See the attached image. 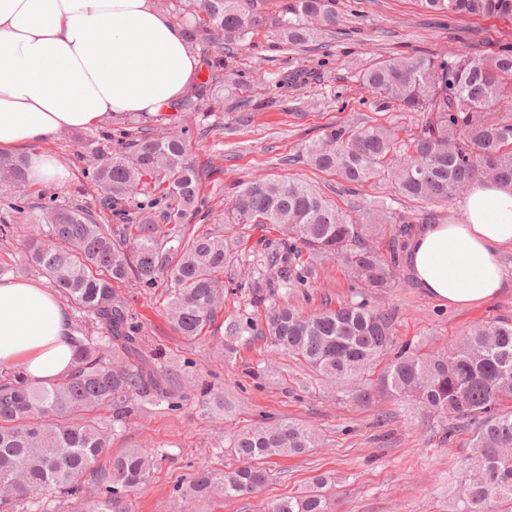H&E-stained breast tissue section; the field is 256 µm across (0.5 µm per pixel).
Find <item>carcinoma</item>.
I'll return each mask as SVG.
<instances>
[{
    "label": "carcinoma",
    "instance_id": "carcinoma-1",
    "mask_svg": "<svg viewBox=\"0 0 512 512\" xmlns=\"http://www.w3.org/2000/svg\"><path fill=\"white\" fill-rule=\"evenodd\" d=\"M431 12L512 19V0H420ZM180 22L190 43L208 34V76L177 112H197L222 97L277 107L281 99L253 100L252 82L229 65L255 31L270 28L278 48H302L337 24L333 0H193ZM373 94L404 112H416L417 128L406 140L385 126H339L304 147L307 162L335 175L354 191L380 181L422 205L438 207L461 196L478 179L512 188V52L434 57L426 53L382 59L360 74ZM93 178L113 204L132 201L143 191L164 202L168 223L155 220L154 206L138 204L134 217L118 228L102 224L70 199L37 212L15 202L0 216V233L21 234L30 265L50 287L64 293L99 330L76 326L72 372L41 384L18 369L0 368V512H32L33 497L50 490L70 512H114L120 499L143 484L155 450L130 448L112 458L108 472L95 464L111 447L116 432L137 416L162 405L178 410L186 395L160 354L149 348L139 326L127 315L112 284L133 279L150 287L169 282L167 318L183 339L195 342L222 309L224 264L252 228L272 224L294 242L293 260L271 254L257 264V291L251 306L266 305L260 335L330 382L362 379L384 360L380 383L392 396L409 398L428 413L473 422L470 454L459 483L457 512H512V316L478 325L448 349L420 355L393 346L394 314L366 301H327L317 311L277 303L280 290L314 276L324 260L341 262L363 287L384 292L398 282L399 249L387 253L370 245L387 225L412 235L416 217L377 200L352 215L342 212L310 184L298 179L258 177L240 184L224 211V228L201 235L183 219L197 212L201 174L190 161L179 134L146 135L128 151L97 159ZM27 182L19 157L0 156V194L12 195ZM48 231H41V227ZM246 313L227 320L224 359L238 361V343L253 336ZM199 406L222 417L223 392L206 382L194 384ZM99 410L108 416L97 417ZM319 444L318 435L293 420L267 422L234 438L243 465L222 473L200 466L185 496L205 501L256 493L268 481L262 463L294 457ZM267 504L266 512H329L323 488Z\"/></svg>",
    "mask_w": 512,
    "mask_h": 512
}]
</instances>
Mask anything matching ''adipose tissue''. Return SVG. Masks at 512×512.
Wrapping results in <instances>:
<instances>
[{
    "instance_id": "ef3b65f1",
    "label": "adipose tissue",
    "mask_w": 512,
    "mask_h": 512,
    "mask_svg": "<svg viewBox=\"0 0 512 512\" xmlns=\"http://www.w3.org/2000/svg\"><path fill=\"white\" fill-rule=\"evenodd\" d=\"M200 60L157 0H0V154L22 152L31 183L61 187L50 150L62 132L150 122L198 83ZM460 220L426 224L408 244L415 283L438 301L484 303L512 285V189L469 188ZM67 307L41 279L0 278V367L32 382L68 374Z\"/></svg>"
}]
</instances>
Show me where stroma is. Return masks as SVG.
I'll return each instance as SVG.
<instances>
[{
  "label": "stroma",
  "instance_id": "1",
  "mask_svg": "<svg viewBox=\"0 0 512 512\" xmlns=\"http://www.w3.org/2000/svg\"><path fill=\"white\" fill-rule=\"evenodd\" d=\"M336 12L339 22L323 36L324 50H278L268 28L255 32L251 45L239 50L236 69L256 78V96L281 93L280 107L240 112L226 105L192 115L189 157L202 176V205L189 225L203 230L221 222L224 203L237 186L261 175L306 181L339 209L352 213L369 201L395 197L385 182L346 192L336 176L302 159L304 146L336 126L379 124L402 138L414 132L416 113L385 103L359 82L360 73L377 60L417 52L448 56L512 47L511 20L451 19L426 11L418 0H336ZM276 74L289 77L288 86L275 88L271 78ZM179 129L178 122L164 119L61 134L50 148L67 161L68 184L29 185L20 194L36 210L54 197L71 196L93 211H103L102 194L89 174L96 152L121 150L128 135L141 130L162 135ZM291 247L273 226L252 229L238 259L224 268L223 319L192 345L167 321L165 280L152 288L133 280L115 284L142 335L163 353L167 364L220 388L233 406L229 417L217 419L190 397L179 410L133 418L113 438L111 455L129 448H158L164 455L145 485L124 497L126 512H265L269 501L308 491L320 474L333 478L325 489L330 512H454V485L468 453L469 433L452 431L451 419L382 392L375 393L372 402L358 401L357 383L332 387L291 357L273 356L259 336L241 345L239 363L225 362L219 341L224 318L248 312L257 323L265 321L264 308L250 304V263L273 251L288 256ZM399 277L397 288L368 296L372 308L394 312L395 345L423 353L443 350L472 327L512 315V288L488 302L460 307L419 288L408 265H401ZM352 289L349 271L339 261H329L318 267L314 279L295 285L288 301L310 312L324 302L349 299ZM269 362L276 372L265 379H253L244 371L245 366ZM280 419L312 428L320 436L319 448L301 457L271 459L270 479L254 495L217 494L201 503L178 496L198 464L217 472L238 466L230 442L239 432Z\"/></svg>",
  "mask_w": 512,
  "mask_h": 512
}]
</instances>
